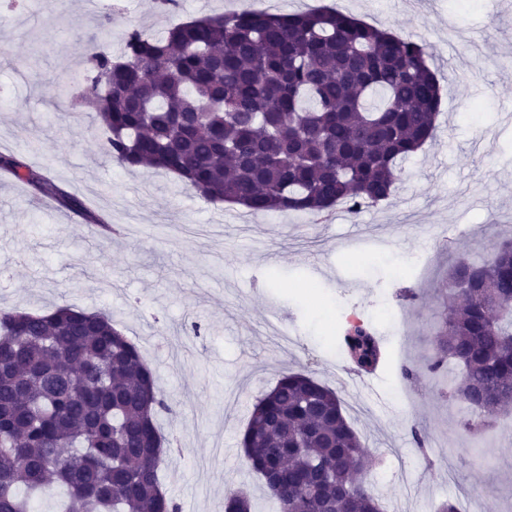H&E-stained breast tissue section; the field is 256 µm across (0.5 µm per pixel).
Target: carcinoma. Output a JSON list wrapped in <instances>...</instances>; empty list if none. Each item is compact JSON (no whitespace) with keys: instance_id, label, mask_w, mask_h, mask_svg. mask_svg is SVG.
Masks as SVG:
<instances>
[{"instance_id":"1","label":"carcinoma","mask_w":512,"mask_h":512,"mask_svg":"<svg viewBox=\"0 0 512 512\" xmlns=\"http://www.w3.org/2000/svg\"><path fill=\"white\" fill-rule=\"evenodd\" d=\"M72 104L96 114L106 154L125 168L178 176L207 202L253 213L350 214L388 200L403 166L436 135L441 96L423 44L336 9L275 14L246 7L178 23L160 36L126 31L119 56L96 44ZM0 169L86 215L15 155ZM440 346L425 361L448 372L442 397L475 442L512 413V243L448 270ZM337 344L359 372L387 358L372 326L342 324ZM165 407L157 376L112 317L58 307L0 310V512L62 491L59 512H180L157 470ZM240 445L277 512H382L363 475L375 457L342 399L300 373L260 393ZM230 493L224 512H252Z\"/></svg>"}]
</instances>
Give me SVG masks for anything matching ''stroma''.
Returning <instances> with one entry per match:
<instances>
[{"instance_id":"1","label":"stroma","mask_w":512,"mask_h":512,"mask_svg":"<svg viewBox=\"0 0 512 512\" xmlns=\"http://www.w3.org/2000/svg\"><path fill=\"white\" fill-rule=\"evenodd\" d=\"M31 0L0 28V154L23 157L89 214L119 227L94 238L84 217L0 172V309L61 306L112 316L147 353L174 441L158 471L180 512H224L248 489L269 512L264 483L239 445L257 395L287 372L334 389L362 443L381 460L369 481L387 512H512V432L495 424L480 447L456 425L444 380L401 382L422 367L448 318V268L512 242V0H275L278 11L334 8L425 45L440 80L435 139L406 165L393 196L324 224L303 213L246 214L198 198L176 175L126 169L104 153L92 113L58 94L104 38L120 53L132 26L160 34L254 0ZM403 313L387 362L355 375L336 344L345 321ZM429 437L418 450L409 426Z\"/></svg>"}]
</instances>
